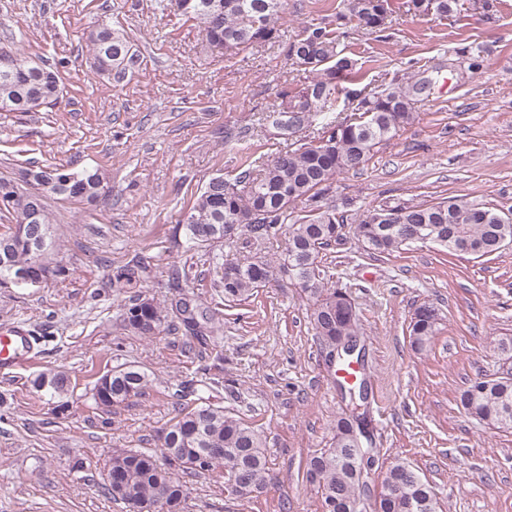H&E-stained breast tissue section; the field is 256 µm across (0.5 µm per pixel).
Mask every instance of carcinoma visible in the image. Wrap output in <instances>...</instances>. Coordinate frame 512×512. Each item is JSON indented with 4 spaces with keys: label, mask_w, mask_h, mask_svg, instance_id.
I'll return each instance as SVG.
<instances>
[{
    "label": "carcinoma",
    "mask_w": 512,
    "mask_h": 512,
    "mask_svg": "<svg viewBox=\"0 0 512 512\" xmlns=\"http://www.w3.org/2000/svg\"><path fill=\"white\" fill-rule=\"evenodd\" d=\"M458 0H407L408 11L418 16H448ZM177 9L197 22L208 44L221 46L231 57L241 50L279 38L278 20L286 0H175ZM391 14L389 0H345V12L337 19L370 33L386 28ZM89 42L97 72L116 79L139 68L140 55L133 51L127 35L103 25L90 34ZM287 56L316 78L293 94L282 95L275 112L288 111L294 130L302 136L300 146L280 152L262 169L249 166L232 180L211 179L200 189L186 213L187 238L197 246L216 242L241 243L250 248L284 237L285 246L277 265L254 255H225L216 258L215 269L224 301L242 302L254 295L276 274L301 284L312 300L310 324L320 346L332 355L343 338L360 336V319L351 310L347 289L328 285L334 275L321 265L322 251L343 236L348 217L323 204L332 192L336 177L364 168L374 148L393 138L398 129L414 119L415 99L410 91L392 83L381 90L351 89L347 98L351 114L334 115L338 83L355 74L356 62L339 50L326 29L316 27L289 44ZM58 70L40 65L20 54L0 55V111L36 112L53 104L61 92ZM326 122L317 126L314 118ZM104 192L103 177L96 170L76 171L66 164H49L23 169L19 178H0V212L8 214V230L0 233V246L10 249L13 266H40L53 246L56 216L48 200H98ZM307 205L308 214L290 219L296 203ZM499 211L483 203L461 198L438 202L401 200L374 205L363 211L354 234L372 254L390 255L415 243L417 232L428 242L449 252H460L467 244L476 257L489 256L512 244V218L497 219ZM40 230L47 246L40 250L37 239L15 237L21 225ZM237 225L234 236L227 226ZM149 265L135 260L112 277L118 292H137L122 304V326L137 336H152L168 323L170 308L139 291L149 278ZM175 313L185 329L201 335V324L187 304H175ZM439 317L429 305L415 310L409 336L422 348L436 336ZM149 375L137 365L112 369V390L91 395L96 409L109 411L139 395ZM71 381L63 372L40 373L33 386L51 398L67 392ZM365 383H360L356 401L336 420L332 446L311 455L306 479L316 486L323 512H363L355 508L362 500H373V512H437L431 487L404 460L392 462L383 478L381 491L371 498L367 475L362 473L358 438L368 421ZM460 405L477 420L496 429H512V376L497 375L473 381L459 396ZM202 448L224 451V460L206 468L195 464ZM184 472L202 473L224 469V480L240 473L244 483L235 493L246 498L265 484L267 459L263 435L253 426L202 397L193 407L181 410L164 430L157 452L116 451L112 473L120 481L112 484V498L153 512H180L188 488L169 471L173 460Z\"/></svg>",
    "instance_id": "carcinoma-1"
}]
</instances>
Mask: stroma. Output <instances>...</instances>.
<instances>
[{
	"mask_svg": "<svg viewBox=\"0 0 512 512\" xmlns=\"http://www.w3.org/2000/svg\"><path fill=\"white\" fill-rule=\"evenodd\" d=\"M404 2L391 0L389 27L368 34L337 21L343 0H288L280 42L229 59L170 0H0V53L25 54L63 78L55 105L0 112V177L68 164L99 170L109 190L92 206L52 201V258L65 275L38 287L0 283V323H23L36 338L27 368L0 373V512H128L105 489L113 452L158 449L160 429L205 378L212 403L261 430L266 484L240 498L222 470L181 474L183 512H322L306 462L329 447L346 403L311 330L310 302L286 283L223 305L213 251L189 243L181 218L211 178L233 179L247 161L284 150L258 119L310 83L286 50L320 26L358 62L342 89H419L414 119L363 170L340 175L328 205L350 215L392 198L458 196L512 207V0H459L451 16L425 18ZM101 22L125 30L142 58L122 80L91 70L88 36ZM343 233L323 262L361 319L378 448L371 493L401 458L442 512H512V430L488 428L456 404L504 363L512 247L479 259L431 244L378 256L352 228ZM134 259L150 266L147 297L183 298L200 314L222 304L214 339L223 360L182 328L146 339L123 331L112 275ZM424 303L438 308L439 331L417 350L408 325ZM125 363L150 375L145 395L107 414L92 409L97 377ZM58 369L71 379L64 414L32 385ZM178 384L189 394H174Z\"/></svg>",
	"mask_w": 512,
	"mask_h": 512,
	"instance_id": "obj_1",
	"label": "stroma"
}]
</instances>
